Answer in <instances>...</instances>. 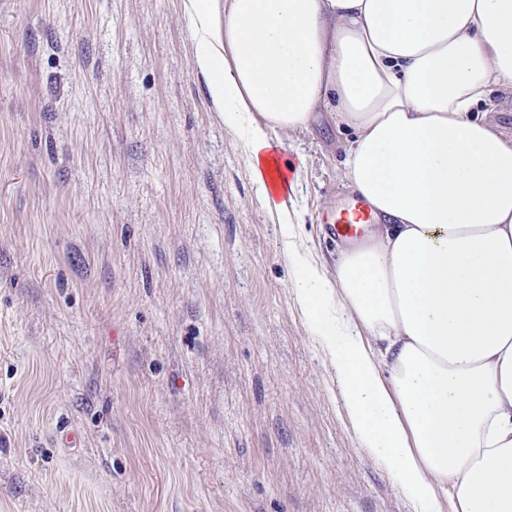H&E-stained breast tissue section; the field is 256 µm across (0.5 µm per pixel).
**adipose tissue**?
Wrapping results in <instances>:
<instances>
[{"mask_svg": "<svg viewBox=\"0 0 512 512\" xmlns=\"http://www.w3.org/2000/svg\"><path fill=\"white\" fill-rule=\"evenodd\" d=\"M209 105L289 221L280 130L351 128L376 217L334 272L293 252L298 302L354 434L418 512H512V0H182ZM474 112L493 123L505 138H512V92L502 91L488 106L479 105Z\"/></svg>", "mask_w": 512, "mask_h": 512, "instance_id": "1", "label": "adipose tissue"}]
</instances>
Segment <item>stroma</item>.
<instances>
[{
	"instance_id": "obj_1",
	"label": "stroma",
	"mask_w": 512,
	"mask_h": 512,
	"mask_svg": "<svg viewBox=\"0 0 512 512\" xmlns=\"http://www.w3.org/2000/svg\"><path fill=\"white\" fill-rule=\"evenodd\" d=\"M351 137L325 113L277 133L285 227L181 0H0V512H416L291 266L296 244L334 269Z\"/></svg>"
}]
</instances>
